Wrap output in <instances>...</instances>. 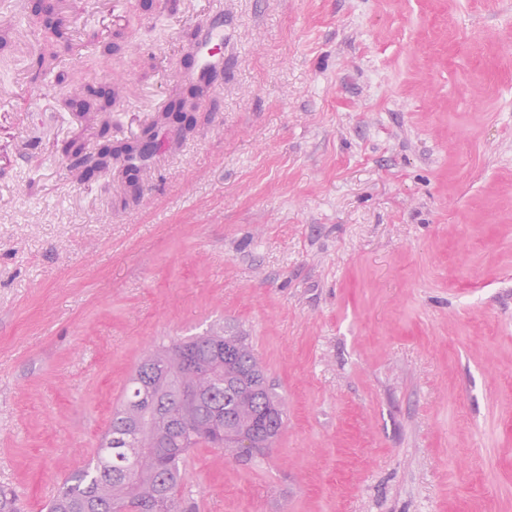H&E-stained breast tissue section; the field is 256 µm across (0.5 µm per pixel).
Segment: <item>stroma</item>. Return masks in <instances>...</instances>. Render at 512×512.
<instances>
[{
    "label": "stroma",
    "instance_id": "35a3bbf8",
    "mask_svg": "<svg viewBox=\"0 0 512 512\" xmlns=\"http://www.w3.org/2000/svg\"><path fill=\"white\" fill-rule=\"evenodd\" d=\"M218 3L224 76L129 202L71 176L97 123L0 51V485L43 512L154 344L224 330L288 416L187 456L194 512H512V0H86L71 31L117 48L58 68L122 74L132 138Z\"/></svg>",
    "mask_w": 512,
    "mask_h": 512
}]
</instances>
